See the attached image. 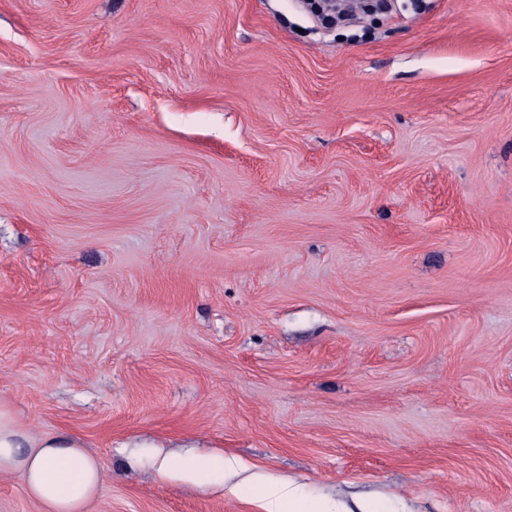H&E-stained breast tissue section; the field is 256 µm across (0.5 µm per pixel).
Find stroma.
Here are the masks:
<instances>
[{
  "label": "stroma",
  "mask_w": 512,
  "mask_h": 512,
  "mask_svg": "<svg viewBox=\"0 0 512 512\" xmlns=\"http://www.w3.org/2000/svg\"><path fill=\"white\" fill-rule=\"evenodd\" d=\"M0 402L86 512H512V0H0ZM225 468L224 457H215L209 460L204 466L190 471L188 478L198 485L224 483ZM262 512H285L288 503L289 512H347L331 499L324 498L322 503L313 505L309 510L295 509L297 504V488L292 482L268 483L258 499ZM334 510H330L333 509Z\"/></svg>",
  "instance_id": "obj_1"
}]
</instances>
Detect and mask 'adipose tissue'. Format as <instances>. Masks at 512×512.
<instances>
[{
	"label": "adipose tissue",
	"instance_id": "obj_1",
	"mask_svg": "<svg viewBox=\"0 0 512 512\" xmlns=\"http://www.w3.org/2000/svg\"><path fill=\"white\" fill-rule=\"evenodd\" d=\"M21 472L46 512H85L103 485L102 470L73 435L33 438L0 404V474Z\"/></svg>",
	"mask_w": 512,
	"mask_h": 512
}]
</instances>
